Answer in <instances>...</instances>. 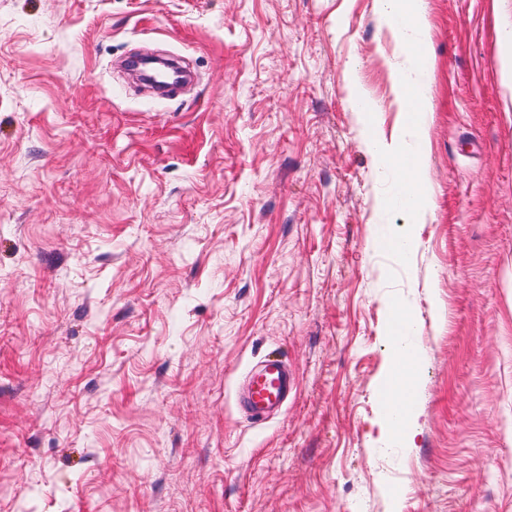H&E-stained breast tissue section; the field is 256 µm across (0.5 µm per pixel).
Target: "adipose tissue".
<instances>
[{"mask_svg":"<svg viewBox=\"0 0 512 512\" xmlns=\"http://www.w3.org/2000/svg\"><path fill=\"white\" fill-rule=\"evenodd\" d=\"M383 13L398 22L396 36L411 60H419L427 50V21L421 7L422 0H380ZM391 372L384 390L404 415L402 426H395L388 411H381L376 424L382 438L411 447L418 419V407L411 402L418 384V353L407 347L396 332H389Z\"/></svg>","mask_w":512,"mask_h":512,"instance_id":"1","label":"adipose tissue"}]
</instances>
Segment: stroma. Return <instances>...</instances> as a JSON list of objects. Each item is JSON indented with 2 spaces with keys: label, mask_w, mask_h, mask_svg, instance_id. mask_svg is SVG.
<instances>
[{
  "label": "stroma",
  "mask_w": 512,
  "mask_h": 512,
  "mask_svg": "<svg viewBox=\"0 0 512 512\" xmlns=\"http://www.w3.org/2000/svg\"><path fill=\"white\" fill-rule=\"evenodd\" d=\"M423 10L416 220L356 105L396 140L379 0H0V512H512V0ZM144 48L194 81L129 86ZM394 301L410 448L375 424ZM274 350L297 391L252 423Z\"/></svg>",
  "instance_id": "35a3bbf8"
}]
</instances>
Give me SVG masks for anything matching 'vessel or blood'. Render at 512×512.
Masks as SVG:
<instances>
[{
    "label": "vessel or blood",
    "instance_id": "vessel-or-blood-1",
    "mask_svg": "<svg viewBox=\"0 0 512 512\" xmlns=\"http://www.w3.org/2000/svg\"><path fill=\"white\" fill-rule=\"evenodd\" d=\"M297 390V380L287 360L277 354L268 355L250 370L245 393L240 397V412L255 419L268 418L281 411Z\"/></svg>",
    "mask_w": 512,
    "mask_h": 512
}]
</instances>
